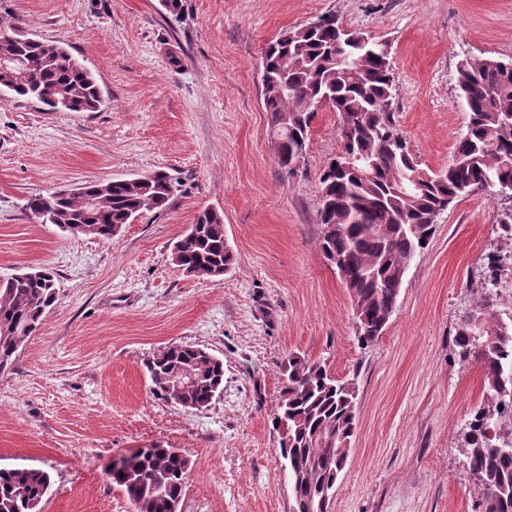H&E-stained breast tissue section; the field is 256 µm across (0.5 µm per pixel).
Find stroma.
Masks as SVG:
<instances>
[{
	"label": "stroma",
	"instance_id": "35a3bbf8",
	"mask_svg": "<svg viewBox=\"0 0 512 512\" xmlns=\"http://www.w3.org/2000/svg\"><path fill=\"white\" fill-rule=\"evenodd\" d=\"M333 14L387 41L396 125L423 168L447 166L468 114L464 54L512 57V0H0V21L60 43L95 74V112L0 99V279L50 268L57 300L0 373V467L49 472L42 512H134L108 471L161 445L195 463L182 512H289L273 427L280 365L297 353L356 375L359 424L333 512H475L464 454L482 370L454 338L491 257L512 254L496 224L512 202L478 190L439 218L412 261L379 339L361 347L352 302L318 247L319 175L340 148L339 117L315 112L295 172L269 139L261 56L282 32ZM164 171L163 213L112 239L38 221L29 199ZM205 207L224 216L235 264L190 277L172 247ZM171 345L224 362L209 407L184 409L146 371Z\"/></svg>",
	"mask_w": 512,
	"mask_h": 512
}]
</instances>
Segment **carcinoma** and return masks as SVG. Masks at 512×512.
<instances>
[{"mask_svg":"<svg viewBox=\"0 0 512 512\" xmlns=\"http://www.w3.org/2000/svg\"><path fill=\"white\" fill-rule=\"evenodd\" d=\"M321 23L285 31L265 50L261 78L270 123L286 120L278 156L287 170L303 157L314 104L328 101L340 117V155L319 177L320 248L344 272L358 343H374L394 313L411 261L435 232L437 210L464 194L512 190V58L466 55L457 64L456 93L468 112L466 131L442 176L426 169L396 129L395 86L388 55L370 35L343 27L333 14ZM35 100L49 112H94L103 102L94 74L64 45L26 36L0 24V93ZM175 185L163 171L90 183L75 193L39 196L27 209L62 232L110 239L114 228L165 211ZM179 264L200 276L228 272L234 256L224 217L208 208L177 242ZM499 259L488 265L471 315L456 329L461 361L482 368L483 400L467 422V467L481 490L476 512H512V302L499 310ZM52 271L0 284V372L36 332L55 302ZM156 391L181 407L207 408L224 384V362L206 350L175 345L148 364ZM283 400L276 419L286 425L280 455L288 461L290 512H332L336 483L358 426L355 379H340L326 365L296 355L282 366ZM193 461L174 448H146L108 471L135 512H181ZM50 474L35 468H0V512H42Z\"/></svg>","mask_w":512,"mask_h":512,"instance_id":"obj_1","label":"carcinoma"}]
</instances>
